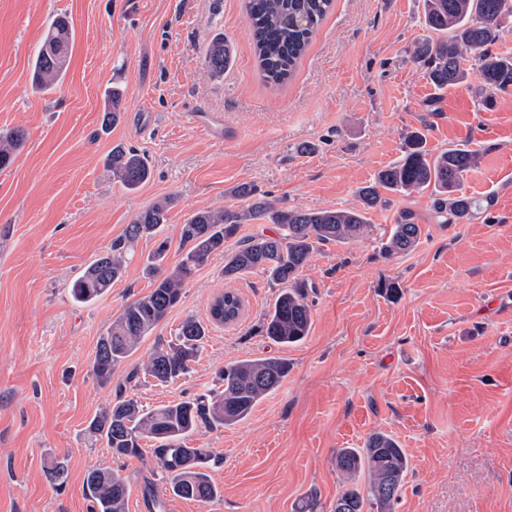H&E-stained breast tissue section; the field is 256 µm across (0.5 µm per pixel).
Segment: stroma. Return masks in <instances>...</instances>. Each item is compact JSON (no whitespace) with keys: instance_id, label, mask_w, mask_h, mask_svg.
I'll return each mask as SVG.
<instances>
[{"instance_id":"1","label":"stroma","mask_w":512,"mask_h":512,"mask_svg":"<svg viewBox=\"0 0 512 512\" xmlns=\"http://www.w3.org/2000/svg\"><path fill=\"white\" fill-rule=\"evenodd\" d=\"M58 15L73 24L68 70L38 93L33 55ZM246 25L245 0H0V132L26 133L0 170V512H92L87 473L118 467L130 482L126 512H148L151 468L117 461L86 427L158 342L186 318L207 322L228 289L244 302L240 321L210 324L183 379L141 381L131 397L144 406L190 398L246 357L285 358L288 375L243 422L193 433L190 446L215 456L209 474L222 497L204 506L170 495L167 512H294L312 492L332 512L337 450L376 432L408 458L394 512H512V87L487 109L478 80L429 85L410 59L430 35L422 0H334L279 86L264 81ZM218 32L234 46L220 79L203 60ZM113 82L124 106L105 131ZM411 127L432 152L476 151L462 189L487 210L440 224L429 193L393 195L370 212L367 238L317 246L301 273L311 329L288 348L255 330L276 295L266 276L227 280L223 256H211L111 384L97 382L98 339L150 289L153 239L137 242L96 301L75 302L70 286L148 205L176 200L161 230L174 262L182 224L236 205L230 190L242 183L303 210L358 206V189L399 158ZM118 145L149 160L137 191L104 167ZM405 208L421 238L384 258L381 236ZM56 458L66 464L59 490L46 471Z\"/></svg>"}]
</instances>
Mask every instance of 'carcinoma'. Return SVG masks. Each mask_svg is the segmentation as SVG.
Here are the masks:
<instances>
[{"label":"carcinoma","instance_id":"obj_1","mask_svg":"<svg viewBox=\"0 0 512 512\" xmlns=\"http://www.w3.org/2000/svg\"><path fill=\"white\" fill-rule=\"evenodd\" d=\"M333 0H247L249 36L263 79L284 84L295 72L315 32L330 12ZM425 27L436 39L420 42L411 52L412 61L436 90L464 83L468 69L464 62L473 55L476 78L484 102L492 93L512 86V55H497L488 47L498 40L504 23L512 20V0H423ZM73 27L59 15L53 19L32 63V85L50 91L67 73ZM232 43L216 34L207 46L204 64L215 77L224 76L233 62ZM123 89L113 83L104 92L102 129L120 115ZM24 142L20 130L0 135V169L8 167ZM476 163L474 151L451 147L433 154L419 128L402 137L401 156L381 169L373 181L359 188L361 206L346 209L300 210L277 203L250 184H240L230 193L242 201L236 208L202 210L181 228L185 246L182 257L167 262L169 245L163 239L145 266L151 290L123 309L106 334L99 338L92 364L98 382L108 384L115 367L131 357L143 340L165 319L182 299L185 284L214 253L224 254V277L236 280L259 271L279 286L272 308L264 314L258 332L280 347L303 341L311 328L308 283L300 278L316 246L347 244L368 233L372 224L367 214L387 202L385 194L410 197L433 189V215L439 224H467L474 216L476 201L460 192L464 174ZM106 170L113 181L134 191L150 178L146 157L133 150L114 148L106 158ZM171 197L154 202L126 226L122 238L94 259L72 285L78 303H91L104 295L118 279L134 244L144 236H155L167 222L174 206ZM262 221L278 232L253 236L227 252L224 243L234 238L243 224ZM421 226L409 209L400 211L381 245L386 257L411 251L419 242ZM224 302V324L237 323L243 301L229 290L219 295ZM208 328L202 322L185 319L174 338L157 346L146 361L135 367L127 382L152 379L173 383L191 370L206 341ZM288 375V361L282 357L245 358L224 366L220 386L187 400L145 408L120 390L112 405L94 416L86 431L89 439L103 440L112 456L119 459L144 456L142 440L150 449L155 468L174 496L201 503L221 497L207 468L212 461L206 448L187 445L198 428L232 426L244 421L260 399L274 392ZM408 467L403 448L390 436L374 433L362 448H342L336 454V469L346 485L336 496L333 512H365V505L377 512H391L403 486ZM86 489L95 512H125L129 495L127 479L112 469H94L86 478ZM143 496L149 512H164L155 481L144 484Z\"/></svg>","mask_w":512,"mask_h":512}]
</instances>
